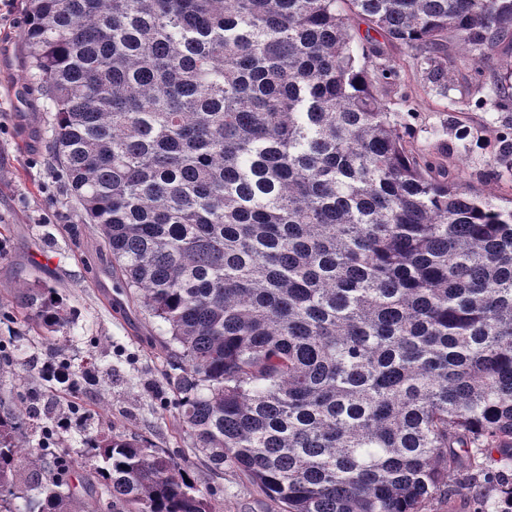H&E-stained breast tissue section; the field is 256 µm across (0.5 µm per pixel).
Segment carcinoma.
<instances>
[{
    "instance_id": "carcinoma-1",
    "label": "carcinoma",
    "mask_w": 512,
    "mask_h": 512,
    "mask_svg": "<svg viewBox=\"0 0 512 512\" xmlns=\"http://www.w3.org/2000/svg\"><path fill=\"white\" fill-rule=\"evenodd\" d=\"M28 68L112 276L162 321L165 387L216 469L280 512L512 503V205L448 177L350 21L416 51H512V0H26ZM512 103V71L494 81ZM17 303L52 332L55 288ZM0 410V512H89L53 417ZM107 512H216L136 434L85 437ZM464 469L455 485L448 478ZM23 500L24 507L16 505Z\"/></svg>"
}]
</instances>
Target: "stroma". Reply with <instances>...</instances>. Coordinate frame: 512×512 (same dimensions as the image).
Here are the masks:
<instances>
[{"label":"stroma","instance_id":"35a3bbf8","mask_svg":"<svg viewBox=\"0 0 512 512\" xmlns=\"http://www.w3.org/2000/svg\"><path fill=\"white\" fill-rule=\"evenodd\" d=\"M26 25L24 0H14L0 16V354L13 358L15 369L0 375V399L21 410L47 406L58 418L81 408L55 439L78 463L73 488L86 499H93L97 480L83 466L84 435L110 429L151 438L216 489L223 512H277L240 471L209 472L176 410L161 408L166 328L118 293L101 236L66 189L51 148L54 114L27 70ZM380 47L398 70L381 96L414 145L447 150L450 178L485 196L512 198V172L494 162L512 108L497 106L492 76L475 82L472 65L455 55L442 91L412 51L385 41ZM33 283L58 289L74 311L73 324L50 336L18 309V289ZM47 361L68 368L70 380L40 381Z\"/></svg>","mask_w":512,"mask_h":512}]
</instances>
